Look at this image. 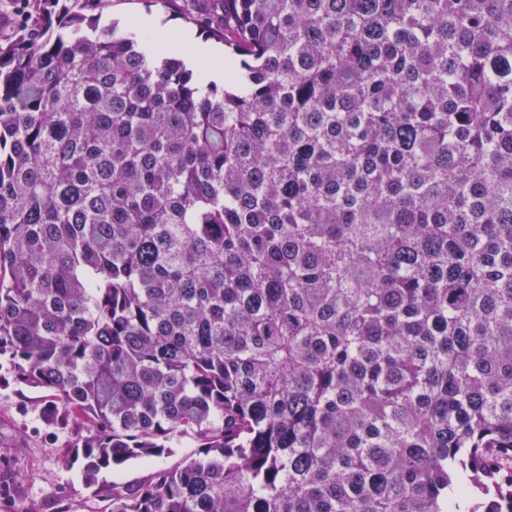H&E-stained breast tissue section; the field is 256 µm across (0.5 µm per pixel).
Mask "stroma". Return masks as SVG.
Returning <instances> with one entry per match:
<instances>
[{
	"label": "stroma",
	"mask_w": 512,
	"mask_h": 512,
	"mask_svg": "<svg viewBox=\"0 0 512 512\" xmlns=\"http://www.w3.org/2000/svg\"><path fill=\"white\" fill-rule=\"evenodd\" d=\"M214 6L215 0H55L52 10L95 15L103 29L150 17L207 42L205 19ZM50 401L48 392L16 382L8 356L0 355V484L8 488L0 512H23L33 504L53 512L61 499L75 512H104L105 501L86 488L79 465L66 461L74 432L49 419Z\"/></svg>",
	"instance_id": "1"
}]
</instances>
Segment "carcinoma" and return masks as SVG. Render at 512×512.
<instances>
[{"label": "carcinoma", "instance_id": "1", "mask_svg": "<svg viewBox=\"0 0 512 512\" xmlns=\"http://www.w3.org/2000/svg\"><path fill=\"white\" fill-rule=\"evenodd\" d=\"M232 82L0 42V352L108 512H512V0H223ZM188 449L189 448L177 449V455L173 457L156 458L148 463L132 460L118 469H113L112 471H104L100 475V485H111L112 481L117 480L129 485L136 484L156 468L174 463L186 451H188Z\"/></svg>", "mask_w": 512, "mask_h": 512}]
</instances>
